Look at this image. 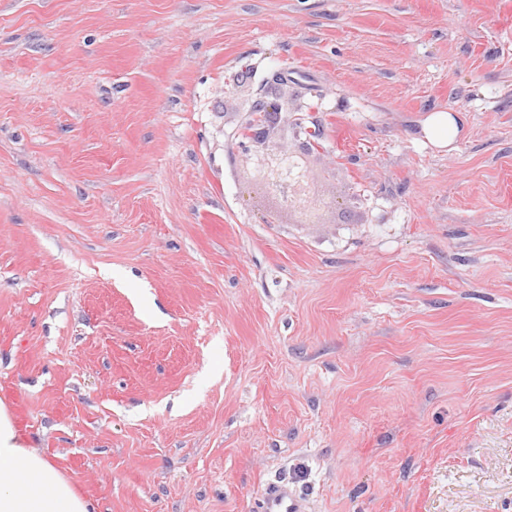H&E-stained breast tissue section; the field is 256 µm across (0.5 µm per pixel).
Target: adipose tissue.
Segmentation results:
<instances>
[{"instance_id":"adipose-tissue-1","label":"adipose tissue","mask_w":512,"mask_h":512,"mask_svg":"<svg viewBox=\"0 0 512 512\" xmlns=\"http://www.w3.org/2000/svg\"><path fill=\"white\" fill-rule=\"evenodd\" d=\"M466 124L460 112L438 111L423 122L421 134L438 148L456 141ZM76 491L44 455L21 441L8 405L0 402V512H90Z\"/></svg>"}]
</instances>
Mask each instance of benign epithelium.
I'll return each mask as SVG.
<instances>
[{"mask_svg":"<svg viewBox=\"0 0 512 512\" xmlns=\"http://www.w3.org/2000/svg\"><path fill=\"white\" fill-rule=\"evenodd\" d=\"M282 111L276 98H265L255 109L252 121L243 131V145L257 149L254 162L261 170L258 182L266 192L288 202V207L311 220L316 217L322 203L306 177L302 160L304 156L320 148V143L311 134L318 128H308L305 138L297 139L292 150L284 153L269 144L270 128Z\"/></svg>","mask_w":512,"mask_h":512,"instance_id":"obj_1","label":"benign epithelium"}]
</instances>
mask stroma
Here are the masks:
<instances>
[{"label": "stroma", "instance_id": "obj_1", "mask_svg": "<svg viewBox=\"0 0 512 512\" xmlns=\"http://www.w3.org/2000/svg\"><path fill=\"white\" fill-rule=\"evenodd\" d=\"M0 400L95 512H512V0H0ZM282 111L277 98H264L255 112L252 121L243 131V145L252 150L260 146L254 162L261 170L258 182L272 196L283 198L288 207L311 220L316 217L322 203L306 177L302 160L306 154L320 148V143L310 136L321 133L320 128H307L304 139H296L292 150L283 153L269 144L270 128L275 118ZM466 124L463 112H432L421 127V135L437 148H446L456 141ZM304 499L288 484L272 482L267 485L258 512H307Z\"/></svg>", "mask_w": 512, "mask_h": 512}]
</instances>
